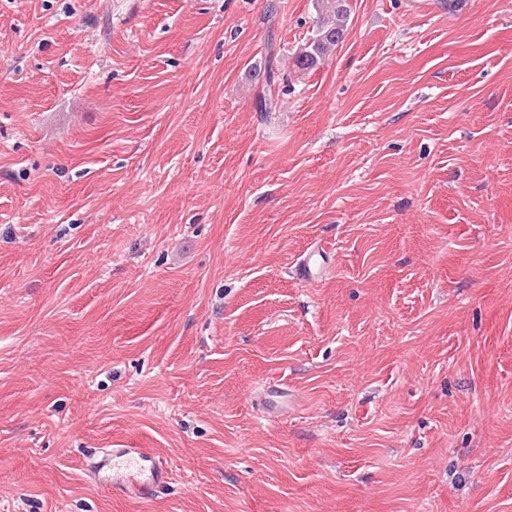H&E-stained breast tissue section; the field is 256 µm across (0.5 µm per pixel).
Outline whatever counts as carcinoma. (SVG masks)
Here are the masks:
<instances>
[{
    "instance_id": "cac0c4a2",
    "label": "carcinoma",
    "mask_w": 512,
    "mask_h": 512,
    "mask_svg": "<svg viewBox=\"0 0 512 512\" xmlns=\"http://www.w3.org/2000/svg\"><path fill=\"white\" fill-rule=\"evenodd\" d=\"M319 21L312 40L295 57L296 66L314 68L344 39L351 14L349 0H316Z\"/></svg>"
}]
</instances>
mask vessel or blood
I'll return each instance as SVG.
<instances>
[{"mask_svg": "<svg viewBox=\"0 0 512 512\" xmlns=\"http://www.w3.org/2000/svg\"><path fill=\"white\" fill-rule=\"evenodd\" d=\"M92 473L113 491L144 500L169 478L165 464L143 448L108 449L94 462Z\"/></svg>", "mask_w": 512, "mask_h": 512, "instance_id": "1", "label": "vessel or blood"}]
</instances>
